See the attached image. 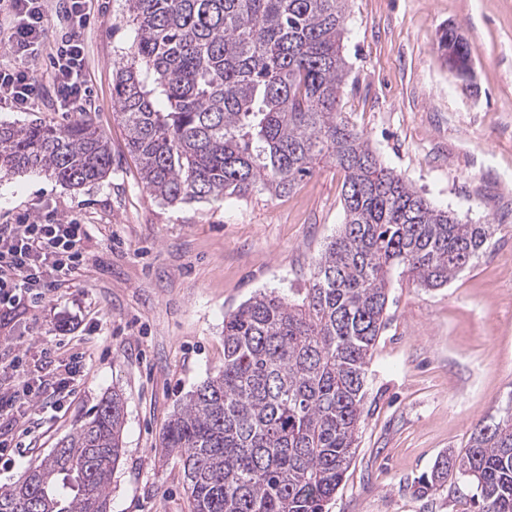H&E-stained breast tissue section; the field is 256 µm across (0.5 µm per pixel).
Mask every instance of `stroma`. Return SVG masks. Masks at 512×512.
<instances>
[{"label": "stroma", "instance_id": "35a3bbf8", "mask_svg": "<svg viewBox=\"0 0 512 512\" xmlns=\"http://www.w3.org/2000/svg\"><path fill=\"white\" fill-rule=\"evenodd\" d=\"M67 0H47L43 48L30 67L42 95L0 124L61 125L89 111L112 167L71 188L42 173L0 174V224L53 215L90 225L86 265L57 278L45 299L0 311V357L40 368L83 356L71 395L41 397L8 430L0 487L12 485L119 391L123 453L110 512H193L176 455L161 433L188 392L224 363V315L276 292L301 301L315 261L344 218V174L316 164L281 196L171 206L146 190L117 115L113 78L131 62L128 0H93L82 37L89 93L59 111L50 54L70 32ZM455 27L474 51V76L450 73L441 32ZM342 115L379 160L434 206L495 232L448 284L402 276L389 290L386 326L372 351L357 450L323 512H476L475 489L449 476L420 496L415 484L473 426L512 395V0H349Z\"/></svg>", "mask_w": 512, "mask_h": 512}]
</instances>
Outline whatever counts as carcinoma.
Returning <instances> with one entry per match:
<instances>
[{
	"mask_svg": "<svg viewBox=\"0 0 512 512\" xmlns=\"http://www.w3.org/2000/svg\"><path fill=\"white\" fill-rule=\"evenodd\" d=\"M136 36L113 90L145 187L167 204L290 192L328 159L344 172V224L300 303L261 293L224 316V366L163 428L193 512H322L356 452L364 380L385 326L392 272L427 288L466 268L494 232L434 207L384 166L341 116L349 0H129ZM444 52L473 50L444 30ZM162 95L169 111L153 99ZM112 166L82 112L65 126L0 124V173H44L73 188ZM122 395L101 401L63 450L0 488V512H110L122 452ZM454 473L478 512H512V397L419 478L425 496Z\"/></svg>",
	"mask_w": 512,
	"mask_h": 512,
	"instance_id": "obj_1",
	"label": "carcinoma"
}]
</instances>
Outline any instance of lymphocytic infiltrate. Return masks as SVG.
<instances>
[{"label":"lymphocytic infiltrate","mask_w":512,"mask_h":512,"mask_svg":"<svg viewBox=\"0 0 512 512\" xmlns=\"http://www.w3.org/2000/svg\"><path fill=\"white\" fill-rule=\"evenodd\" d=\"M12 25L8 48L18 60L14 69L0 70V101L27 107L40 93L41 83L28 62L43 43L48 20L44 0H7ZM52 85L60 110L70 111L88 92L84 80L86 50L77 35L59 45L52 55ZM90 236L88 225L76 220L22 219L0 225V308L15 309L42 296L52 278L75 273L85 260L82 244ZM78 362L64 368L49 367L31 378L22 357L0 358V415L13 418L16 410L31 408L45 389L66 392L78 373Z\"/></svg>","instance_id":"1"}]
</instances>
